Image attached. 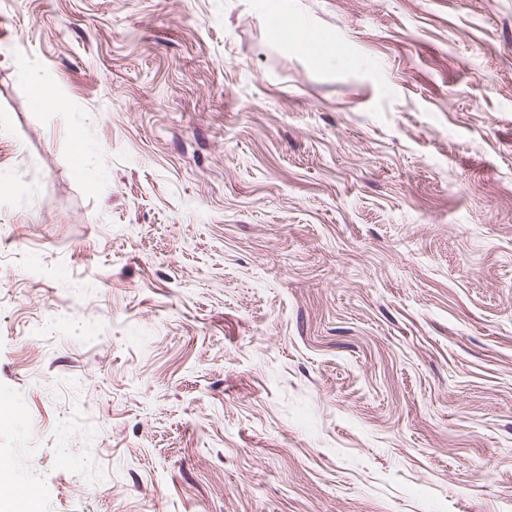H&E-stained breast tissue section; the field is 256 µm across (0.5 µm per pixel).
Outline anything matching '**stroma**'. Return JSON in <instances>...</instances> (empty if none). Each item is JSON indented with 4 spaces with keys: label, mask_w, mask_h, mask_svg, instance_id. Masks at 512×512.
Listing matches in <instances>:
<instances>
[{
    "label": "stroma",
    "mask_w": 512,
    "mask_h": 512,
    "mask_svg": "<svg viewBox=\"0 0 512 512\" xmlns=\"http://www.w3.org/2000/svg\"><path fill=\"white\" fill-rule=\"evenodd\" d=\"M286 18L0 0V486L35 512H512V0Z\"/></svg>",
    "instance_id": "35a3bbf8"
}]
</instances>
